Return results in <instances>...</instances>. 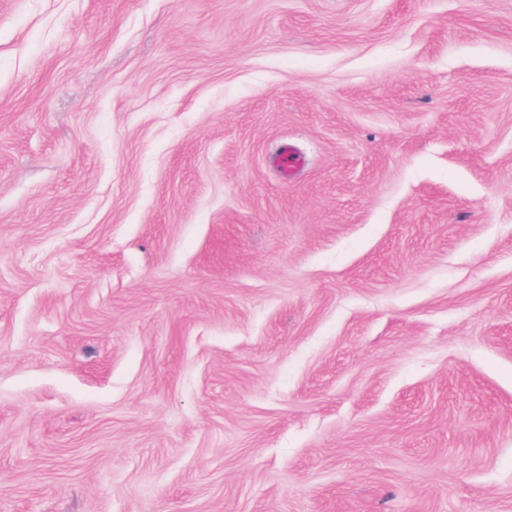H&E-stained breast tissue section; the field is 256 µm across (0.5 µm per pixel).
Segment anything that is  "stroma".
Wrapping results in <instances>:
<instances>
[{"instance_id": "1", "label": "stroma", "mask_w": 512, "mask_h": 512, "mask_svg": "<svg viewBox=\"0 0 512 512\" xmlns=\"http://www.w3.org/2000/svg\"><path fill=\"white\" fill-rule=\"evenodd\" d=\"M0 512H512V0H0Z\"/></svg>"}]
</instances>
